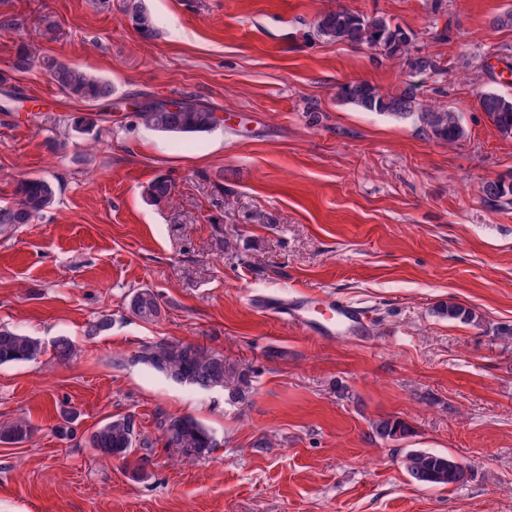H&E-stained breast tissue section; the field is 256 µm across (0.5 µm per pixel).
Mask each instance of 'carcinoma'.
<instances>
[{
  "label": "carcinoma",
  "mask_w": 512,
  "mask_h": 512,
  "mask_svg": "<svg viewBox=\"0 0 512 512\" xmlns=\"http://www.w3.org/2000/svg\"><path fill=\"white\" fill-rule=\"evenodd\" d=\"M134 25L147 33L153 28L152 19L142 7L127 6ZM315 34L329 41L365 46L383 58L402 62L407 75L415 77L428 72L441 73L434 57L420 52L412 36L391 19L379 14H364L346 6L322 13L314 25ZM36 60L29 48L19 47L12 62L11 72L27 73ZM50 75L58 90L65 96L85 103L103 101L111 96L108 82L65 61L53 59ZM342 101L365 112L387 114L396 119L416 121L422 132L437 141L452 144L467 135L462 116L450 108L435 107L423 100L419 85L410 80L393 93H383L367 81H350L338 87ZM478 106L497 131L512 138V96L496 91H485L478 96ZM136 115L145 125L156 130L176 134L204 133L214 129L220 117L213 109L182 102L179 109L170 111L164 100L153 99L136 108ZM172 184L166 178L154 180L148 195L162 200L171 195ZM485 201L499 207H512V177L488 180L481 186ZM57 188L43 177H27L15 188L16 201L0 206V229L5 231L17 224H28L50 208L56 201ZM129 308L143 320L152 321L161 314L160 303L150 289H140L130 299ZM436 314L450 321L470 324L476 315L470 309L453 302L436 309ZM41 353V343L34 337L8 328H0V365L30 361ZM75 353V345L61 337L54 343V359L66 362ZM132 362L181 385L198 390H227L232 400L246 399L250 391V376L244 370L228 367L224 354L202 346L172 340L153 341L144 345ZM158 441L181 457H203L217 446L214 433L195 418L159 413ZM375 433L382 439H398L408 432L399 420L381 419L374 424ZM33 427L25 421H16L0 428V442L19 443L28 439ZM90 447L98 455L125 460L136 448H151L153 440L137 430L131 415L109 419L97 427L89 437ZM455 458L449 454L429 450H412L404 459L408 475L417 484L430 488H445L459 484L464 474L454 468Z\"/></svg>",
  "instance_id": "obj_1"
}]
</instances>
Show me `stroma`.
<instances>
[{"instance_id":"stroma-1","label":"stroma","mask_w":512,"mask_h":512,"mask_svg":"<svg viewBox=\"0 0 512 512\" xmlns=\"http://www.w3.org/2000/svg\"><path fill=\"white\" fill-rule=\"evenodd\" d=\"M380 12L445 68L417 82L462 112L467 136L429 138L410 120L362 112L336 95L365 80L384 91L400 61L332 42L314 23L336 4ZM143 35L95 0H0V72L19 45L37 59L0 83V205L20 179L59 188L34 222L0 232V327L36 337V360L0 366V512H512V207L485 203L484 180L512 173V139L478 106L512 95V0H140ZM11 27H2V20ZM53 36H46V23ZM446 30V40L434 34ZM55 57L112 86L77 103L42 65ZM147 98L214 109L215 129L174 136L137 119ZM76 113L97 133L72 131ZM168 199L150 198L158 177ZM153 289L161 315L134 316ZM307 296L362 309V340L303 331L262 301ZM455 302L477 323L439 318ZM111 328L85 336L89 322ZM76 345L56 363L54 340ZM192 342L248 370L241 402L148 372L131 357L159 339ZM190 415L218 442L205 458L155 445L141 476L100 458L88 437L134 414ZM70 413L76 436L55 427ZM393 417L404 438H379ZM451 454L467 471L443 489L415 483L412 450ZM129 308L143 320L153 321L161 314L160 303L150 289H140L130 299Z\"/></svg>"}]
</instances>
